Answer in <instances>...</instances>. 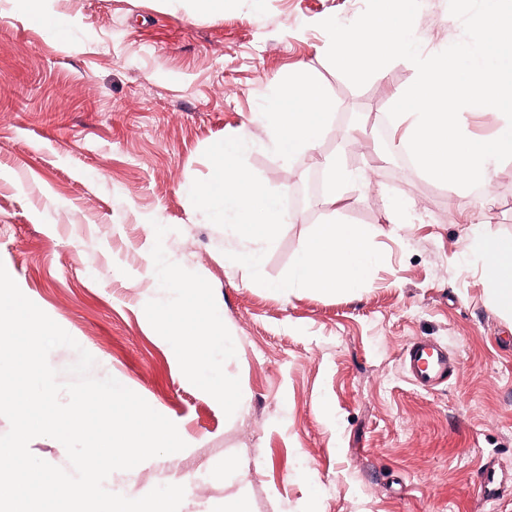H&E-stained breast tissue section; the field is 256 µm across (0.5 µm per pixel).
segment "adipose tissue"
I'll return each instance as SVG.
<instances>
[{
    "mask_svg": "<svg viewBox=\"0 0 512 512\" xmlns=\"http://www.w3.org/2000/svg\"><path fill=\"white\" fill-rule=\"evenodd\" d=\"M332 108L318 75L303 66L278 80L265 110L256 114L255 119L270 127L271 148L289 160L302 149L317 154ZM464 248L479 256L481 276L495 303L512 314V239L475 230L466 237ZM169 330L181 342L184 360L193 369L197 382L223 394L229 411H239L244 404L243 395L222 371L224 358L232 351L231 344L225 342L216 328L195 324L185 312L170 314Z\"/></svg>",
    "mask_w": 512,
    "mask_h": 512,
    "instance_id": "ef3b65f1",
    "label": "adipose tissue"
}]
</instances>
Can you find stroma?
Here are the masks:
<instances>
[{
	"mask_svg": "<svg viewBox=\"0 0 512 512\" xmlns=\"http://www.w3.org/2000/svg\"><path fill=\"white\" fill-rule=\"evenodd\" d=\"M366 0H225L222 18L194 0H50L35 25L24 0H0V264L21 291L111 376L173 421L186 443L128 471L125 496L181 482L179 512H512V319L467 253L471 228L512 238V159L489 190L461 191L405 163L371 133L348 130L387 114L415 66L391 62L354 87L327 60L322 20L353 22ZM448 0H420L423 52L464 36L443 27ZM309 65L334 102L319 143L363 180L330 206L287 207L290 223L262 274L281 279L314 227L368 230L383 255L365 284L329 295H282L229 260L253 241L232 236L191 203L208 178L204 151L244 137L248 167L294 197L322 175L308 153L284 161L255 119L276 81ZM405 206L404 224H388ZM190 282L176 291L162 268ZM216 321L235 346L225 374L241 412L201 387L170 336L169 310ZM447 345L458 368L423 389L403 370L413 341ZM237 467L225 474L224 460Z\"/></svg>",
	"mask_w": 512,
	"mask_h": 512,
	"instance_id": "obj_1",
	"label": "stroma"
}]
</instances>
